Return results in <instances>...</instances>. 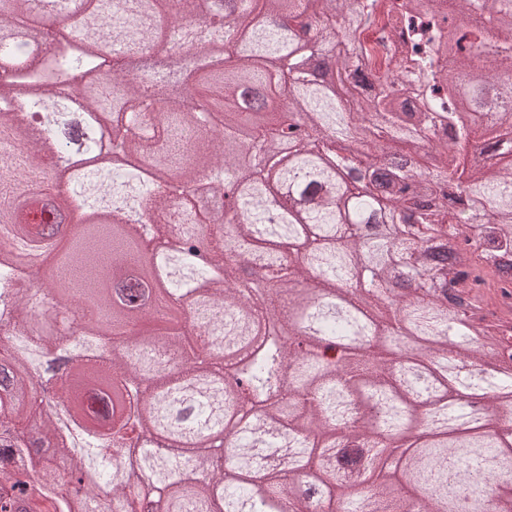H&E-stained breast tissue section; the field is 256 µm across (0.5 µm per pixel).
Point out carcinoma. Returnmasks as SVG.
<instances>
[{
  "label": "carcinoma",
  "instance_id": "1",
  "mask_svg": "<svg viewBox=\"0 0 512 512\" xmlns=\"http://www.w3.org/2000/svg\"><path fill=\"white\" fill-rule=\"evenodd\" d=\"M0 0V512H137L163 497L170 512H512V438L484 430V413L512 399V371L456 323L436 296L386 294L399 269L427 281L432 244L460 246L456 305L487 308L508 283L497 252L512 248V0H456L423 11L393 6L409 31L396 70L372 73L360 0ZM211 10L220 26L200 19ZM177 48L164 69L135 72L154 46ZM199 48L201 66H179ZM322 56L332 68L288 90ZM482 68L486 80L469 84ZM424 88L423 110L400 103L402 78ZM85 92L83 149L65 165L62 141L75 79ZM306 136L281 148L285 129ZM239 188L240 208L200 216L191 202ZM91 228L59 250L47 225ZM133 226L136 235L111 230ZM212 261L194 265L188 243ZM52 255L74 299L95 312L67 335L33 312L19 253ZM259 266L280 278L238 292ZM110 270L112 288L98 291ZM191 306L196 334L170 327L169 305ZM129 336L130 353L108 355ZM340 341L341 362L303 345ZM400 347L412 362L388 371ZM78 354L112 386L61 381L73 411L59 428L30 367ZM252 385L260 417L241 413L224 376ZM239 415L230 455L227 419ZM139 431L142 447H110L104 431ZM167 430L181 447L153 448ZM360 442L364 471L337 475L336 438ZM112 451H107V448Z\"/></svg>",
  "mask_w": 512,
  "mask_h": 512
}]
</instances>
